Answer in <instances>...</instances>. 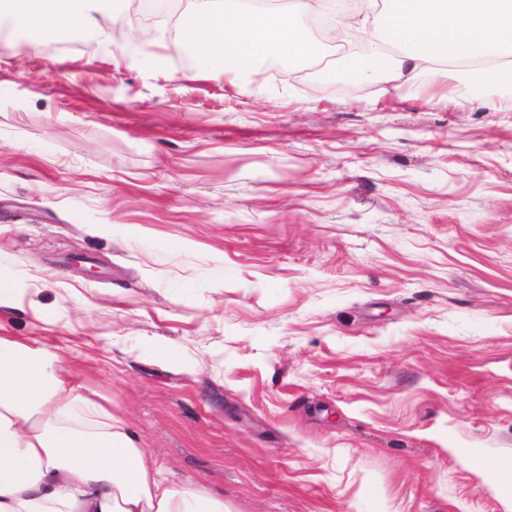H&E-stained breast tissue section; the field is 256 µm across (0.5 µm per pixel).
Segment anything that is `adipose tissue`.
Segmentation results:
<instances>
[{
  "label": "adipose tissue",
  "mask_w": 512,
  "mask_h": 512,
  "mask_svg": "<svg viewBox=\"0 0 512 512\" xmlns=\"http://www.w3.org/2000/svg\"><path fill=\"white\" fill-rule=\"evenodd\" d=\"M323 0H281L269 9L250 0H187L180 31L210 69L240 62L304 63L325 43L308 25ZM112 0H0L14 27L40 26L108 39L99 22ZM339 26L372 39L345 59L361 81L388 74L405 83L433 69L479 64L474 98L512 88V0H360ZM394 56H387L386 48ZM83 355L55 352L29 339L0 336V512H224L201 484L175 486L128 424L84 395L71 374Z\"/></svg>",
  "instance_id": "1"
}]
</instances>
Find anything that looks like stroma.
Masks as SVG:
<instances>
[{
	"mask_svg": "<svg viewBox=\"0 0 512 512\" xmlns=\"http://www.w3.org/2000/svg\"><path fill=\"white\" fill-rule=\"evenodd\" d=\"M0 19V334L81 344L174 484L229 512H505L512 90L325 91ZM492 468L498 475V485L501 497L507 505L506 511L512 510V460H500L492 463Z\"/></svg>",
	"mask_w": 512,
	"mask_h": 512,
	"instance_id": "obj_1",
	"label": "stroma"
}]
</instances>
